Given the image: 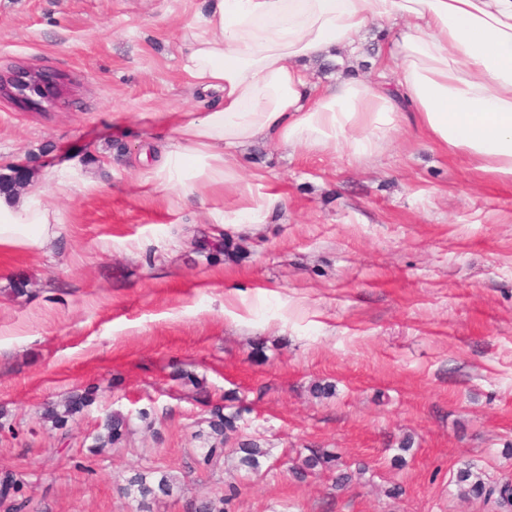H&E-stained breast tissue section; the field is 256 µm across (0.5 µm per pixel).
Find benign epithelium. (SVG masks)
<instances>
[{"instance_id":"7a95c632","label":"benign epithelium","mask_w":512,"mask_h":512,"mask_svg":"<svg viewBox=\"0 0 512 512\" xmlns=\"http://www.w3.org/2000/svg\"><path fill=\"white\" fill-rule=\"evenodd\" d=\"M68 91L67 78L50 77L36 68L14 66L0 71V98L10 97L27 106L34 100L40 111L59 105Z\"/></svg>"}]
</instances>
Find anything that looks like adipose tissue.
Wrapping results in <instances>:
<instances>
[{
	"mask_svg": "<svg viewBox=\"0 0 512 512\" xmlns=\"http://www.w3.org/2000/svg\"><path fill=\"white\" fill-rule=\"evenodd\" d=\"M373 80L321 87L310 64L353 48L368 27L393 18ZM183 69L219 100L181 120L153 170L191 199L234 189L242 207L223 223H261L282 196L244 185L232 157L256 140L363 159L404 122L477 170L512 178V0H212L184 40ZM56 235L51 196L0 197V252L37 251Z\"/></svg>",
	"mask_w": 512,
	"mask_h": 512,
	"instance_id": "1",
	"label": "adipose tissue"
}]
</instances>
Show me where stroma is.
Here are the masks:
<instances>
[{"instance_id":"obj_1","label":"stroma","mask_w":512,"mask_h":512,"mask_svg":"<svg viewBox=\"0 0 512 512\" xmlns=\"http://www.w3.org/2000/svg\"><path fill=\"white\" fill-rule=\"evenodd\" d=\"M208 7L0 0V69L70 82L48 112L0 98V194H55L58 224L43 250L0 257V472L22 479L25 512H134L121 487L145 468L174 480L152 512H192L228 483V512H490L457 473L512 480V181L406 123L364 162L241 148L244 179L283 196L264 223H216L228 190L184 205L150 150L161 115L214 101L181 64ZM384 43L369 28L315 80L374 78ZM92 386L68 434L43 421ZM223 402L239 429L206 472L200 435ZM113 412L130 433L95 451ZM245 438L265 451L251 473L233 452ZM322 450L337 469L293 477Z\"/></svg>"}]
</instances>
